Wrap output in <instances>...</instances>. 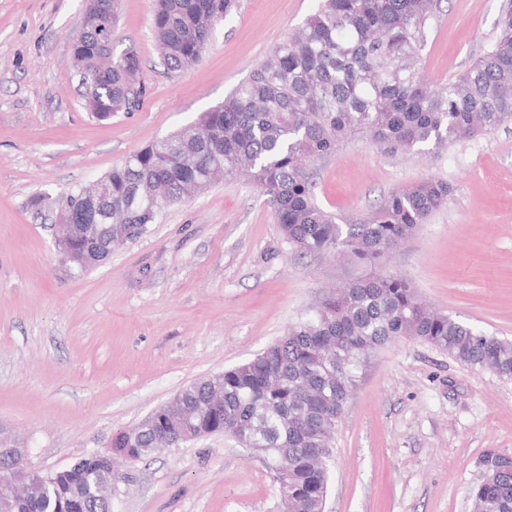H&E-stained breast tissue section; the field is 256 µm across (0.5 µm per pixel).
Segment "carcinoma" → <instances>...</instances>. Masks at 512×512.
<instances>
[{"label":"carcinoma","mask_w":512,"mask_h":512,"mask_svg":"<svg viewBox=\"0 0 512 512\" xmlns=\"http://www.w3.org/2000/svg\"><path fill=\"white\" fill-rule=\"evenodd\" d=\"M75 39L85 108L95 117L130 112L146 87L133 50L116 56L112 40L119 0H98ZM437 0H321L303 25L257 65L251 78L196 122L131 153L102 177L103 198L89 208L83 189L60 195L57 209L71 241L69 270L82 275L83 224L107 223L133 241L195 191L246 177L274 208L285 242L301 255L346 254L378 263L448 205L450 186L425 179L389 193L348 224L315 200L307 167L340 142L367 136L392 153L442 149L512 122V0L491 48L458 77L432 89L420 66L423 31ZM237 0H152V25L171 73L196 67L216 25ZM400 337L418 339L471 368L512 381V340L431 311L399 276H369L336 291L254 358L198 380L112 437L126 464L146 462L166 441L186 434L230 433L261 454L288 486L290 512H323L333 461L331 436L370 354ZM219 388L224 401L210 403ZM471 490L475 512H512V462L496 453ZM35 504L12 512H107L111 481L79 463L45 479Z\"/></svg>","instance_id":"obj_1"}]
</instances>
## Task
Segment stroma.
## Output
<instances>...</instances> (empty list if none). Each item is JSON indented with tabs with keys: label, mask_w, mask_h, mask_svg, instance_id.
I'll return each instance as SVG.
<instances>
[{
	"label": "stroma",
	"mask_w": 512,
	"mask_h": 512,
	"mask_svg": "<svg viewBox=\"0 0 512 512\" xmlns=\"http://www.w3.org/2000/svg\"><path fill=\"white\" fill-rule=\"evenodd\" d=\"M505 2L440 0L422 51L432 87L490 48ZM318 3L240 0L202 62L173 74L151 0H121L112 48L138 53L148 93L100 121L73 66L84 0H0V427L30 448L32 466L104 448L183 387L253 358L328 290L369 275L402 276L431 308L512 339V124L407 154L355 138L310 163L318 204L341 221L424 179L450 186L447 208L376 266L294 256L242 178L173 205L84 275L62 264L53 198L221 104ZM332 447L326 512H472L483 455L512 453V382L397 339L369 357ZM112 502V512L281 509L263 459L225 435L117 468Z\"/></svg>",
	"instance_id": "stroma-1"
}]
</instances>
